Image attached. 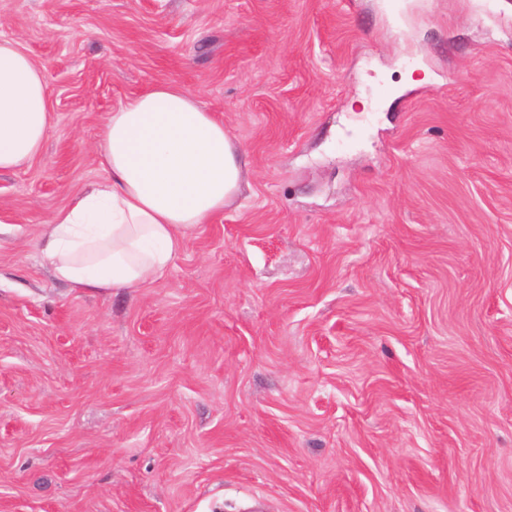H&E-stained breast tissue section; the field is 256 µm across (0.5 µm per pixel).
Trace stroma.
Returning a JSON list of instances; mask_svg holds the SVG:
<instances>
[{"mask_svg":"<svg viewBox=\"0 0 512 512\" xmlns=\"http://www.w3.org/2000/svg\"><path fill=\"white\" fill-rule=\"evenodd\" d=\"M42 69L0 172V512H512V0H0ZM244 185L166 275L37 243L154 83Z\"/></svg>","mask_w":512,"mask_h":512,"instance_id":"stroma-1","label":"stroma"}]
</instances>
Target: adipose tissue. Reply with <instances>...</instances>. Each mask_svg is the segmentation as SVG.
<instances>
[{"instance_id":"obj_1","label":"adipose tissue","mask_w":512,"mask_h":512,"mask_svg":"<svg viewBox=\"0 0 512 512\" xmlns=\"http://www.w3.org/2000/svg\"><path fill=\"white\" fill-rule=\"evenodd\" d=\"M50 123L42 71L0 38V171L38 157ZM98 160L107 178L61 209L39 243L55 277L86 292L162 278L187 236L242 184V156L223 122L166 82L107 115Z\"/></svg>"}]
</instances>
